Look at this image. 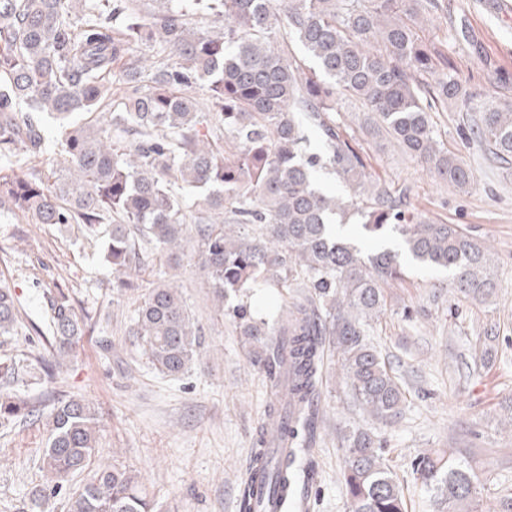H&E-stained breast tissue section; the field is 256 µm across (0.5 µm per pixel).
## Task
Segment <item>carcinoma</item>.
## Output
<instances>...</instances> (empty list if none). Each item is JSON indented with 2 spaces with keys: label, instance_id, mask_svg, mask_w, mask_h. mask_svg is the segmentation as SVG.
<instances>
[{
  "label": "carcinoma",
  "instance_id": "1",
  "mask_svg": "<svg viewBox=\"0 0 512 512\" xmlns=\"http://www.w3.org/2000/svg\"><path fill=\"white\" fill-rule=\"evenodd\" d=\"M152 0L149 16L134 0H0V209L33 224L111 226L106 260L118 287L132 288L150 244L177 270L190 244L218 302L258 280L301 289L274 321L244 304L228 308L254 362L277 398L258 430L251 465L268 489L284 494L302 475L280 448H303L322 381L325 347L336 351L338 378L359 409L384 425L399 421L400 379L371 339L384 307L383 286L403 280L399 251L366 254L337 223L359 221L366 235L397 240L414 262L448 270L454 291L484 302L491 251L457 224L406 210V194L372 178L357 135L382 138L460 193L473 172L438 139L429 113L472 92L456 69L419 35L438 0ZM214 23L195 29L192 15ZM158 46L144 74L134 48ZM119 70H114V64ZM121 102L110 112V84ZM205 83L210 107L191 90ZM341 97L367 109L353 129L337 113ZM476 133L501 159L512 158V106L472 108ZM59 122L60 159L44 173L41 115ZM323 154L308 152L309 134ZM336 175L339 194L317 188V167ZM52 380L83 331L70 296L47 297ZM19 299L0 287V335H13ZM141 354L164 377L185 375L198 360L200 328L169 276L142 297L130 327ZM19 364L0 359V426L37 409L7 385ZM39 457L48 483L33 493L41 512L75 473L88 477L66 496L67 512H155L140 474L99 461L95 405L71 397L46 417ZM343 480L352 512H407L383 435L357 425L343 437ZM411 475L439 512H485L494 478L479 477L446 450L419 454ZM238 512H256L251 484Z\"/></svg>",
  "mask_w": 512,
  "mask_h": 512
}]
</instances>
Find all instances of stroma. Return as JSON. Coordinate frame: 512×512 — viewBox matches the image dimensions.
<instances>
[{
    "label": "stroma",
    "mask_w": 512,
    "mask_h": 512,
    "mask_svg": "<svg viewBox=\"0 0 512 512\" xmlns=\"http://www.w3.org/2000/svg\"><path fill=\"white\" fill-rule=\"evenodd\" d=\"M423 39L449 61L471 89H494L512 98V0H439ZM473 112L461 104L431 115L438 137L472 170L474 183L460 193L420 162L381 138L365 141L368 171L408 191L409 211L457 224L491 248L496 291L486 302L452 292V276L404 260L405 278L386 291L374 325V342L401 377L406 399L399 422L383 428L400 478L407 512H434L411 480V463L426 449L453 448L477 474L494 475L512 488V161L481 147ZM101 239L84 225L32 224L21 214H0V286L20 301L14 336L0 357L26 364L15 388L49 413L57 397L77 396L98 408L103 448L116 464L139 472L160 512H238L237 498L250 463L256 431L274 400L264 373L250 359L233 320L217 312L196 258L186 257L177 282L201 329L199 360L178 379L158 375L132 343L131 317L143 291L166 267L146 253L135 290H118L99 252ZM68 289L85 332L46 383L40 359L52 353L43 336L46 296ZM298 296L269 283L237 297L273 318ZM496 357L476 364L487 345ZM373 427L337 378L328 352L319 420L311 443L297 458L309 472L306 512H350L342 480L341 435L349 424ZM45 446L41 421L0 427V512H33L32 493L46 482L39 467Z\"/></svg>",
    "instance_id": "obj_1"
}]
</instances>
